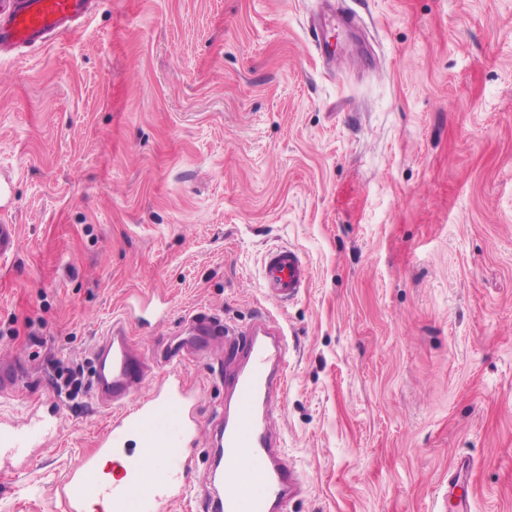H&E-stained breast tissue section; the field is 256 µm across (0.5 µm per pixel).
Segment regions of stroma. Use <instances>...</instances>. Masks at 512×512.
Instances as JSON below:
<instances>
[{
	"label": "stroma",
	"mask_w": 512,
	"mask_h": 512,
	"mask_svg": "<svg viewBox=\"0 0 512 512\" xmlns=\"http://www.w3.org/2000/svg\"><path fill=\"white\" fill-rule=\"evenodd\" d=\"M330 5L359 22L328 30L332 69L309 35ZM1 172L0 357L32 383L0 417L54 400L64 427L0 512H57L112 423L56 365L91 369L119 316L152 358L196 310L288 330V512H432L461 457L473 512H512V0H101L0 61ZM277 246L309 269L284 304ZM180 376L209 421L223 371ZM14 180L10 174H0V258L1 260L7 259L17 249L18 246V233L17 224H10V220L3 217L8 212L6 206L3 204L5 200H10L14 195ZM262 275L265 288L278 302L294 299L308 281V266L300 252L291 246L266 253ZM53 385L60 395L64 394L67 399H74L88 389L89 383L85 380L84 373L60 366Z\"/></svg>",
	"instance_id": "1"
}]
</instances>
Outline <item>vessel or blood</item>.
Instances as JSON below:
<instances>
[{"instance_id": "b4317fda", "label": "vessel or blood", "mask_w": 512, "mask_h": 512, "mask_svg": "<svg viewBox=\"0 0 512 512\" xmlns=\"http://www.w3.org/2000/svg\"><path fill=\"white\" fill-rule=\"evenodd\" d=\"M99 0H0V58L16 57L27 48L52 44L77 29L96 12ZM262 275L268 293L279 302L294 299L308 281V266L291 246L266 253ZM195 352H205L215 326L207 315L191 318ZM224 343L234 354L224 368L229 397L214 410L216 445L206 452L209 488L196 475L202 431L193 397L179 380L186 350L171 349L167 379L137 404L129 399L148 366L134 349L122 320L95 346L90 391L111 404L112 425L71 470L59 489L61 512H90L94 503L112 512H170L182 501L199 512H285L301 485L278 448L271 407L287 387L288 335L274 318L258 316L247 328L225 326ZM22 377L0 362V397L14 398ZM63 428L60 411L0 421V476L27 469ZM139 439L144 454L130 446ZM469 465L457 463L448 479L446 512H470L466 483Z\"/></svg>"}]
</instances>
